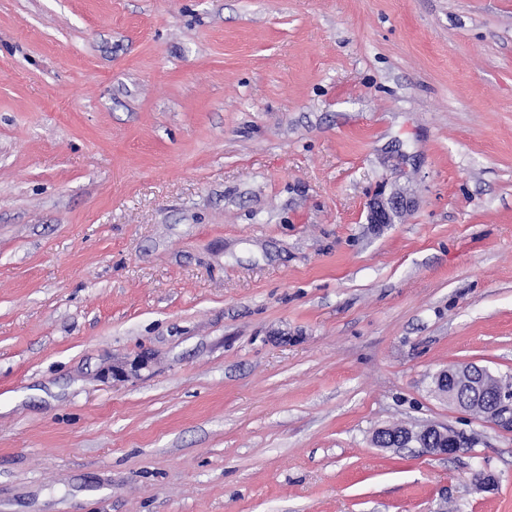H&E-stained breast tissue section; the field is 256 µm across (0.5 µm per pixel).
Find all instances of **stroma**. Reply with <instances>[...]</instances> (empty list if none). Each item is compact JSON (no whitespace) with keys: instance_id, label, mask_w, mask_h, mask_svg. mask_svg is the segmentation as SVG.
Wrapping results in <instances>:
<instances>
[{"instance_id":"stroma-1","label":"stroma","mask_w":512,"mask_h":512,"mask_svg":"<svg viewBox=\"0 0 512 512\" xmlns=\"http://www.w3.org/2000/svg\"><path fill=\"white\" fill-rule=\"evenodd\" d=\"M458 363L512 377V0H0V512H512ZM367 223L374 225L393 224L409 209L410 201L403 195L376 194L368 202ZM389 428H381L377 431L375 438L380 439L378 442L385 447H392L396 444L407 445L411 442L421 444L423 450L435 457H451L458 454L466 453L468 446L463 444L467 435L463 432L453 430L448 426L426 425L419 429H405L398 432L399 436L391 438V442L386 438L385 432ZM394 440H397L393 443ZM427 443L437 442L438 447L432 448Z\"/></svg>"}]
</instances>
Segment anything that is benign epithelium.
Returning a JSON list of instances; mask_svg holds the SVG:
<instances>
[{
  "instance_id": "benign-epithelium-1",
  "label": "benign epithelium",
  "mask_w": 512,
  "mask_h": 512,
  "mask_svg": "<svg viewBox=\"0 0 512 512\" xmlns=\"http://www.w3.org/2000/svg\"><path fill=\"white\" fill-rule=\"evenodd\" d=\"M410 201L403 195L376 194L368 202L367 223L393 224L409 209ZM440 393L457 407L469 411L482 407V416L490 422L512 425V395L494 396L501 378L489 370L472 364L456 365L441 370L436 375ZM397 443L421 444L423 450L435 457H451L468 450L463 444L465 434L447 426L426 425L419 429H405L395 437Z\"/></svg>"
}]
</instances>
